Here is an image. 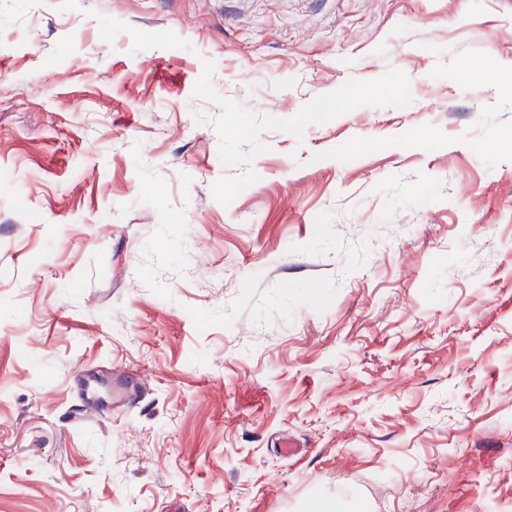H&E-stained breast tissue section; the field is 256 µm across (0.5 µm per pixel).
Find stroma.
<instances>
[{
	"mask_svg": "<svg viewBox=\"0 0 512 512\" xmlns=\"http://www.w3.org/2000/svg\"><path fill=\"white\" fill-rule=\"evenodd\" d=\"M511 59L512 0H0V512H512Z\"/></svg>",
	"mask_w": 512,
	"mask_h": 512,
	"instance_id": "obj_1",
	"label": "stroma"
}]
</instances>
